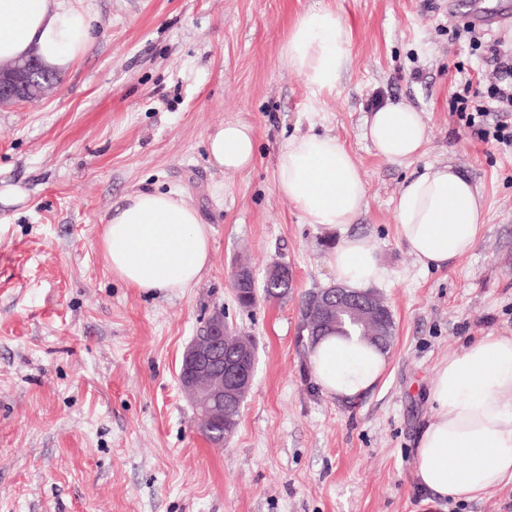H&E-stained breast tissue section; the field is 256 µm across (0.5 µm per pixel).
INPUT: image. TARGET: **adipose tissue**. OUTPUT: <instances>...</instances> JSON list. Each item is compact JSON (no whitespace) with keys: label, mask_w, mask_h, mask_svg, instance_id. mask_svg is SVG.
Instances as JSON below:
<instances>
[{"label":"adipose tissue","mask_w":512,"mask_h":512,"mask_svg":"<svg viewBox=\"0 0 512 512\" xmlns=\"http://www.w3.org/2000/svg\"><path fill=\"white\" fill-rule=\"evenodd\" d=\"M94 18L73 0H0V61L37 55L63 74L93 45ZM319 111L349 60L345 25L329 7L307 10L280 47ZM364 136L390 162H412L428 142L421 113L386 102L370 112ZM211 163L229 173L251 168L252 128L229 122L206 138ZM276 186L308 223L337 233L327 255L337 283L358 292L387 277L376 250L351 226L364 212L366 183L351 152L336 137L306 133L277 151ZM396 234L425 269L451 267L476 246L483 205L474 184L452 165L413 172L395 200ZM112 274L142 291L195 286L211 253L210 229L175 191L138 190L108 218L101 239ZM322 394L349 401L373 389L387 367L383 353L360 337L330 336L309 351ZM434 414L417 444L414 476L439 499L479 500L512 483V336L471 339L464 353L440 363L427 387Z\"/></svg>","instance_id":"ef3b65f1"}]
</instances>
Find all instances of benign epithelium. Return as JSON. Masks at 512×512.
<instances>
[{
  "label": "benign epithelium",
  "instance_id": "7a95c632",
  "mask_svg": "<svg viewBox=\"0 0 512 512\" xmlns=\"http://www.w3.org/2000/svg\"><path fill=\"white\" fill-rule=\"evenodd\" d=\"M48 81L47 70L34 56L21 65L0 66V106L32 101V96L48 89ZM289 278L288 267L276 265L268 270L263 284L271 289ZM337 307L361 314L368 323V336L377 335L375 327L390 316V309L374 292L356 293L334 285L314 292L308 323L314 328L326 324ZM227 336L224 310L216 308L203 332L194 337L182 355L179 384L198 417L208 424L240 412L252 385L253 349L245 341L232 348L225 344Z\"/></svg>",
  "mask_w": 512,
  "mask_h": 512
}]
</instances>
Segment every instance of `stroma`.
Returning a JSON list of instances; mask_svg holds the SVG:
<instances>
[{"instance_id": "obj_1", "label": "stroma", "mask_w": 512, "mask_h": 512, "mask_svg": "<svg viewBox=\"0 0 512 512\" xmlns=\"http://www.w3.org/2000/svg\"><path fill=\"white\" fill-rule=\"evenodd\" d=\"M497 0H76L95 15L91 50L53 94L0 108V181L27 193L0 207V512H512V483L476 501L430 500L413 479L427 386L469 340L512 335V148L484 141L456 109L488 87L487 44L512 50V22L471 41L464 19ZM332 6L350 57L335 94L310 114L303 79L280 55L296 17ZM422 112V157L478 187L477 247L422 269L395 232L412 169L365 140L377 104ZM250 124L248 171L210 163L205 140ZM336 136L360 164L367 209L354 229L389 275L378 292L395 323L379 385L352 402L323 395L300 341L299 307L334 285L327 231L276 188L284 137ZM172 190L209 224L199 282L141 291L112 275L103 226L127 194ZM287 264V298L237 304L232 276ZM222 308L251 336L255 371L234 438L197 428L177 374Z\"/></svg>"}]
</instances>
